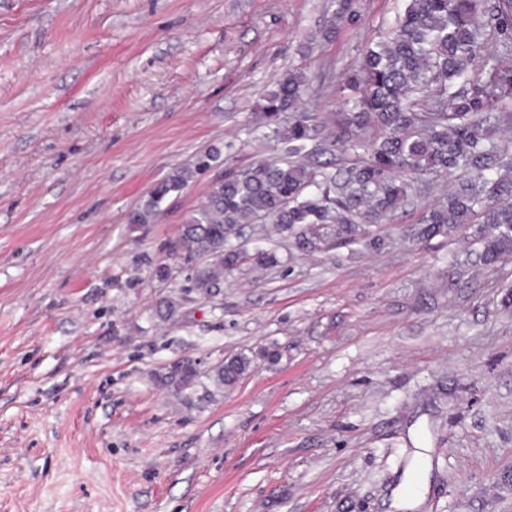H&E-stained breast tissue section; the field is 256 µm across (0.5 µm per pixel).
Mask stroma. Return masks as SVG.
<instances>
[{
  "label": "stroma",
  "mask_w": 512,
  "mask_h": 512,
  "mask_svg": "<svg viewBox=\"0 0 512 512\" xmlns=\"http://www.w3.org/2000/svg\"><path fill=\"white\" fill-rule=\"evenodd\" d=\"M398 4L309 52L333 0H0V512H398L420 455L405 512H512V255L485 260L487 227L414 238L430 192L370 226L380 249L245 226L279 262L210 296L167 260L224 170L278 157L254 133L274 81L341 111ZM218 153H209L198 157L194 163L177 168L165 180L159 182L150 192L140 210L132 216L135 224H146L161 213V205L171 194L181 191L196 174L209 170L216 162Z\"/></svg>",
  "instance_id": "stroma-1"
}]
</instances>
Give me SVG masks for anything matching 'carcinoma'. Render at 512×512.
I'll return each mask as SVG.
<instances>
[{"instance_id": "obj_1", "label": "carcinoma", "mask_w": 512, "mask_h": 512, "mask_svg": "<svg viewBox=\"0 0 512 512\" xmlns=\"http://www.w3.org/2000/svg\"><path fill=\"white\" fill-rule=\"evenodd\" d=\"M356 17V0H336L320 41H333ZM310 86L304 72L290 71L261 107L285 158L225 171L185 219L189 255L216 257L192 271L193 287L208 294L224 284L243 255L232 238L244 224L268 220L305 252L347 245L360 225L392 220L421 186L439 179L448 192L422 212L416 236L483 224L497 231L486 259L512 253V147L500 138L512 127V0H404L384 38L362 49L334 129L302 109ZM334 148L352 154L330 173L316 156ZM217 158L209 153L175 169L132 221L158 217L164 200ZM249 366L237 357L220 380L230 385Z\"/></svg>"}]
</instances>
